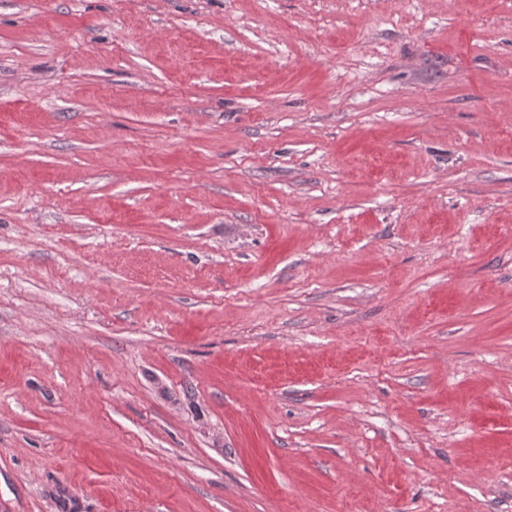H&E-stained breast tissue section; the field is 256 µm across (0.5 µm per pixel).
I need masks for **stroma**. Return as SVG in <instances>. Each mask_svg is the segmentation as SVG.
<instances>
[{
    "label": "stroma",
    "mask_w": 512,
    "mask_h": 512,
    "mask_svg": "<svg viewBox=\"0 0 512 512\" xmlns=\"http://www.w3.org/2000/svg\"><path fill=\"white\" fill-rule=\"evenodd\" d=\"M0 512H512V0H0Z\"/></svg>",
    "instance_id": "35a3bbf8"
}]
</instances>
